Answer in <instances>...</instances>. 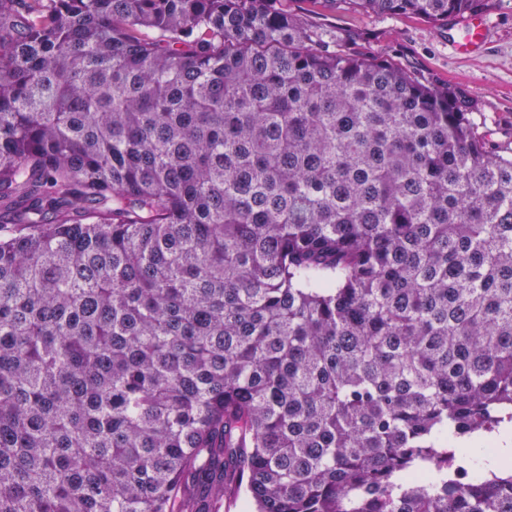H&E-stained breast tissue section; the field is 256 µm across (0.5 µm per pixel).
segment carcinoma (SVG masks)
<instances>
[{
    "mask_svg": "<svg viewBox=\"0 0 512 512\" xmlns=\"http://www.w3.org/2000/svg\"><path fill=\"white\" fill-rule=\"evenodd\" d=\"M286 2L0 0V512H512V148Z\"/></svg>",
    "mask_w": 512,
    "mask_h": 512,
    "instance_id": "obj_1",
    "label": "carcinoma"
}]
</instances>
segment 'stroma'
Listing matches in <instances>:
<instances>
[{
    "instance_id": "1",
    "label": "stroma",
    "mask_w": 512,
    "mask_h": 512,
    "mask_svg": "<svg viewBox=\"0 0 512 512\" xmlns=\"http://www.w3.org/2000/svg\"><path fill=\"white\" fill-rule=\"evenodd\" d=\"M303 21L351 53L406 66L420 79L462 89L474 103V120L493 142L512 143V0L485 10L488 34L480 48L458 54L453 25L409 16L362 14L334 0H289Z\"/></svg>"
}]
</instances>
